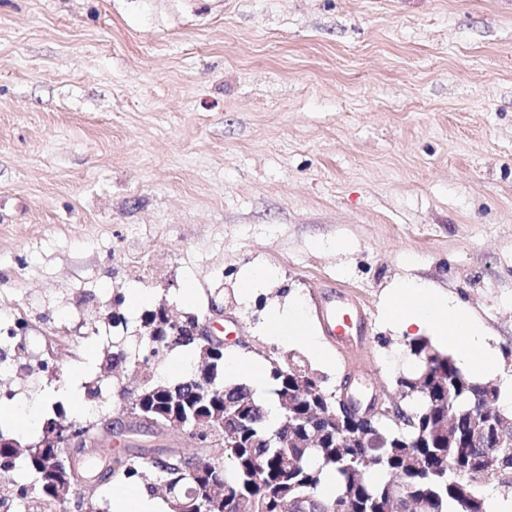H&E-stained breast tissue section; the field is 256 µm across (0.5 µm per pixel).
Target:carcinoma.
<instances>
[{"label": "carcinoma", "instance_id": "1", "mask_svg": "<svg viewBox=\"0 0 512 512\" xmlns=\"http://www.w3.org/2000/svg\"><path fill=\"white\" fill-rule=\"evenodd\" d=\"M163 305L147 312L142 328L146 339L167 349L172 337L165 324ZM196 357L205 358L206 370L200 378L187 375L176 383H158L149 360L132 362L119 346L104 357L100 372L118 368L134 374L135 386L122 388L118 396L136 407V413L162 423L171 415L187 420L195 432L188 440L200 453L180 461L178 452L163 464L140 456L112 460L107 480L119 483L159 477L170 499L171 512H289L292 501L301 494L315 493L328 475L336 479L332 497L312 505L328 507L329 512H397L389 507L390 494L398 483L429 502L430 512H487L485 500L476 495L469 482V471L479 464L482 449L466 437L470 415L461 418L460 434L453 439L440 430V412L422 416L415 427L400 429L392 419L382 417L377 425L389 435L385 448L336 447V410L324 401L320 380L301 359L288 366L268 367L277 399L288 401V426L296 432L305 416L321 418L322 436L313 444L297 447L268 442L274 430L264 423L265 409L243 383L224 379V347L205 341L188 343ZM461 376L452 357L439 354L432 371H419L412 377L433 392ZM235 401L251 423L226 437L221 425L224 400ZM58 449L43 439L29 443L19 438L7 440L0 432V471L21 464L33 478L39 497L50 507L61 505L59 494L67 484V474L53 463Z\"/></svg>", "mask_w": 512, "mask_h": 512}]
</instances>
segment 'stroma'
I'll return each instance as SVG.
<instances>
[{
  "label": "stroma",
  "mask_w": 512,
  "mask_h": 512,
  "mask_svg": "<svg viewBox=\"0 0 512 512\" xmlns=\"http://www.w3.org/2000/svg\"><path fill=\"white\" fill-rule=\"evenodd\" d=\"M259 265L275 279L243 288ZM407 279L470 307L487 381H512V0H0V323L68 310L50 333L80 339L52 381L16 351L0 392L36 423L1 434L38 441L59 403L86 420L99 353L139 334L133 288L222 306L232 358L295 354L415 410L385 317ZM327 284L368 309L361 346L324 336ZM292 298L324 358L276 335ZM112 449L193 451L173 430Z\"/></svg>",
  "instance_id": "stroma-1"
}]
</instances>
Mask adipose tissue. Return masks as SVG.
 <instances>
[{
    "mask_svg": "<svg viewBox=\"0 0 512 512\" xmlns=\"http://www.w3.org/2000/svg\"><path fill=\"white\" fill-rule=\"evenodd\" d=\"M388 317L401 330L425 333L446 344L457 363L472 376H483L494 365L496 349L471 311L425 283L401 282Z\"/></svg>",
    "mask_w": 512,
    "mask_h": 512,
    "instance_id": "1",
    "label": "adipose tissue"
}]
</instances>
